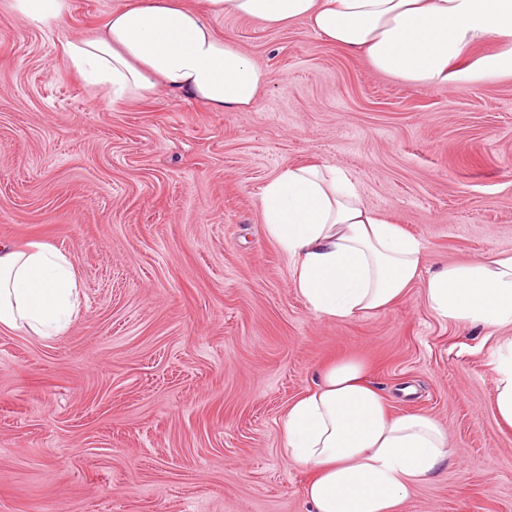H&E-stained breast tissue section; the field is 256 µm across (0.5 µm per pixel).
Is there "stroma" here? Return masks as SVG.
Returning a JSON list of instances; mask_svg holds the SVG:
<instances>
[{
	"mask_svg": "<svg viewBox=\"0 0 512 512\" xmlns=\"http://www.w3.org/2000/svg\"><path fill=\"white\" fill-rule=\"evenodd\" d=\"M71 3L44 34L0 0V242L54 246L81 289L59 335L0 327V512H311L282 420L341 358L455 450L402 512H512L493 371L512 326L442 319L418 286L316 318L260 207L282 167L325 163L422 241L426 271L512 254V77L414 85L306 23L227 18L269 73L251 111L114 103L57 46L123 0Z\"/></svg>",
	"mask_w": 512,
	"mask_h": 512,
	"instance_id": "35a3bbf8",
	"label": "stroma"
}]
</instances>
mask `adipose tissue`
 Segmentation results:
<instances>
[{
	"instance_id": "ef3b65f1",
	"label": "adipose tissue",
	"mask_w": 512,
	"mask_h": 512,
	"mask_svg": "<svg viewBox=\"0 0 512 512\" xmlns=\"http://www.w3.org/2000/svg\"><path fill=\"white\" fill-rule=\"evenodd\" d=\"M38 31L65 28L70 0H12ZM237 17L269 28L302 21L321 39L366 56L413 84L512 76V0H124L99 29L60 40L58 53L85 85L112 102L177 90L216 110L249 111L268 73L218 34ZM492 53L465 71L469 51ZM268 235L291 264L292 283L320 319H354L389 308L414 283L437 316L485 328L512 326V255L498 254L423 275L424 247L365 206L341 169L287 165L262 188ZM71 260L46 244H0V326L50 336L75 314ZM494 371L497 418L512 427V336L500 338ZM283 457L310 474L313 512H400L452 453L436 419L390 416L353 359L322 368L282 422Z\"/></svg>"
}]
</instances>
